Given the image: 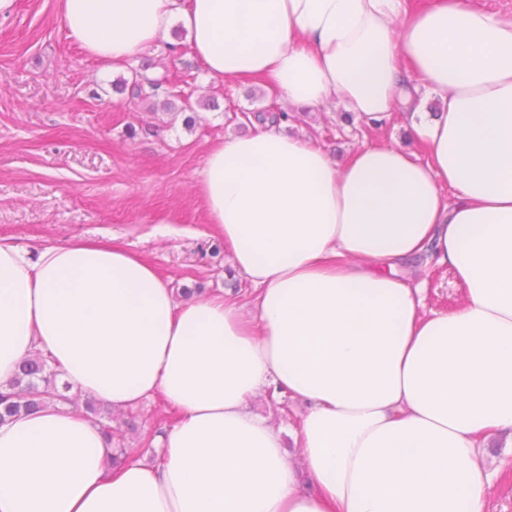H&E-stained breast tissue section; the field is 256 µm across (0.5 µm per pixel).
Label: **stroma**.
Wrapping results in <instances>:
<instances>
[{
    "mask_svg": "<svg viewBox=\"0 0 512 512\" xmlns=\"http://www.w3.org/2000/svg\"><path fill=\"white\" fill-rule=\"evenodd\" d=\"M137 71L162 80L157 96L132 101L117 91ZM181 90L192 111L172 99ZM279 104L257 82L212 85L186 42L174 53L163 43L151 46L117 66L97 61L68 38L58 0H17L14 12L0 18V237L34 251L115 236L174 293L223 292L251 309L252 286L234 271L198 185L214 145L262 131L260 123H244V114ZM283 130L341 162L375 140L425 154L402 114L376 131L340 107L307 111ZM399 271L423 283L424 312L460 303V285L431 255L403 262ZM302 408L271 388L249 404L250 412L272 416L287 433ZM129 420L133 429L113 445L148 460L153 452L140 447L141 433L162 435L176 418L157 395L112 415L116 425ZM488 454L498 470L488 512H512V436L500 434Z\"/></svg>",
    "mask_w": 512,
    "mask_h": 512,
    "instance_id": "stroma-1",
    "label": "stroma"
}]
</instances>
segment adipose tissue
<instances>
[{
    "instance_id": "obj_1",
    "label": "adipose tissue",
    "mask_w": 512,
    "mask_h": 512,
    "mask_svg": "<svg viewBox=\"0 0 512 512\" xmlns=\"http://www.w3.org/2000/svg\"><path fill=\"white\" fill-rule=\"evenodd\" d=\"M69 38L112 64L186 30L209 78L366 123L409 112L426 160L381 142L343 163L269 129L206 155L210 222L252 285L178 301L112 241L31 255L0 240V384L34 349L116 408L162 395L153 463L114 467L70 407L0 425V512H486L483 448L512 431V18L478 0H58ZM436 95L442 112L416 107ZM463 287L422 311L397 271L422 253ZM305 403L293 435L250 414ZM303 408L302 403L288 399V396L279 394L272 387L267 389L263 397L252 400L249 404V411L260 417H267L270 410L273 412L274 422L283 428L287 449L292 454L296 452V448H293V441L288 433L294 429L296 415Z\"/></svg>"
}]
</instances>
